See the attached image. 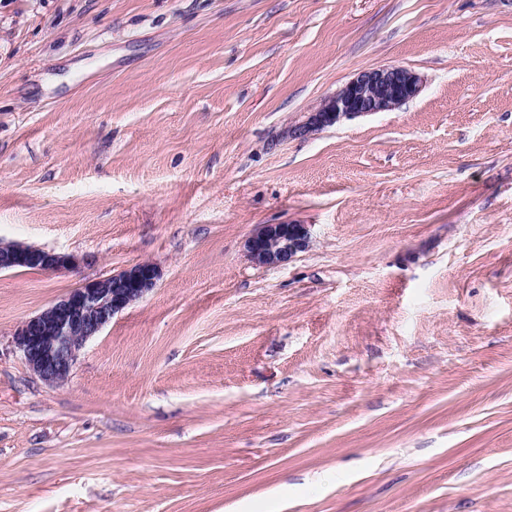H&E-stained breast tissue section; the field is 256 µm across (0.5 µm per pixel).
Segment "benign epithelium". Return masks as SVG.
Returning <instances> with one entry per match:
<instances>
[{"mask_svg": "<svg viewBox=\"0 0 512 512\" xmlns=\"http://www.w3.org/2000/svg\"><path fill=\"white\" fill-rule=\"evenodd\" d=\"M422 78L404 67H380L359 72L291 129L296 136L352 119L390 111L415 98ZM310 246L306 224H266L248 241V256L264 265L289 261ZM76 262L32 245H0V271L16 267L57 271ZM159 272L148 262L133 264L118 274L89 280L56 299L40 314L25 320L13 343L28 368L47 384L71 375L85 343L112 318L142 299L157 283Z\"/></svg>", "mask_w": 512, "mask_h": 512, "instance_id": "benign-epithelium-1", "label": "benign epithelium"}]
</instances>
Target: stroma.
<instances>
[{
  "label": "stroma",
  "instance_id": "1",
  "mask_svg": "<svg viewBox=\"0 0 512 512\" xmlns=\"http://www.w3.org/2000/svg\"><path fill=\"white\" fill-rule=\"evenodd\" d=\"M0 243L79 260L0 272V512H512V0H0ZM137 262L36 377L16 328ZM422 86V78L404 67L361 71L314 111L309 112L302 123L291 129V133L306 136L343 119L390 111L415 98ZM310 234L304 224H266L248 241V256L264 265L289 261L310 246ZM158 278L157 268L142 262L86 281L25 320L14 333V346L42 381L61 383L71 375L85 343L150 292Z\"/></svg>",
  "mask_w": 512,
  "mask_h": 512
}]
</instances>
